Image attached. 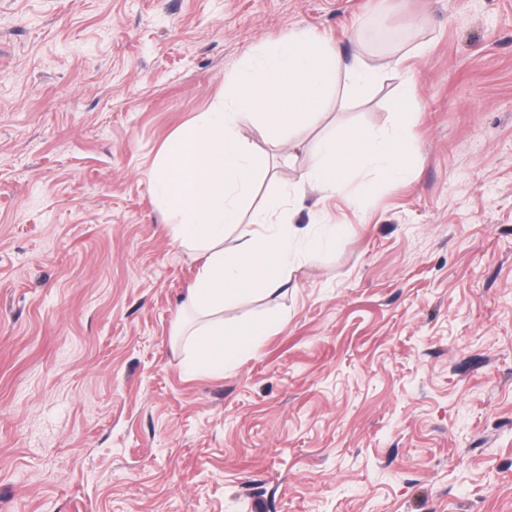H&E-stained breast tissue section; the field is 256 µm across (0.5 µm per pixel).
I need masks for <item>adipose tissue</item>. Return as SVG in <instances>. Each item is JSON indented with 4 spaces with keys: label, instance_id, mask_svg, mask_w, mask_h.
I'll list each match as a JSON object with an SVG mask.
<instances>
[{
    "label": "adipose tissue",
    "instance_id": "adipose-tissue-1",
    "mask_svg": "<svg viewBox=\"0 0 512 512\" xmlns=\"http://www.w3.org/2000/svg\"><path fill=\"white\" fill-rule=\"evenodd\" d=\"M397 59H345L328 41L303 29L264 43L224 79V94L209 111L178 127L163 143L151 171L153 193L175 241L202 257L185 308L196 325L188 333L187 371L223 377L255 354L269 318L228 329L224 309L248 294L271 296L285 287L288 266L335 247V224H294L306 189L358 202L382 186L409 181L417 152L412 128L419 110L416 82L400 84L392 123L377 131L345 127L322 138L312 164L288 190L268 193L249 208L266 177L262 155L238 134L251 124L266 143L311 125L328 109L343 111L370 98Z\"/></svg>",
    "mask_w": 512,
    "mask_h": 512
}]
</instances>
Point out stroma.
<instances>
[{"label":"stroma","mask_w":512,"mask_h":512,"mask_svg":"<svg viewBox=\"0 0 512 512\" xmlns=\"http://www.w3.org/2000/svg\"><path fill=\"white\" fill-rule=\"evenodd\" d=\"M403 57L289 145L388 126L417 82L413 178L354 204L223 378L174 338L200 262L149 173L224 77L296 29ZM0 512H512V0H0Z\"/></svg>","instance_id":"obj_1"}]
</instances>
